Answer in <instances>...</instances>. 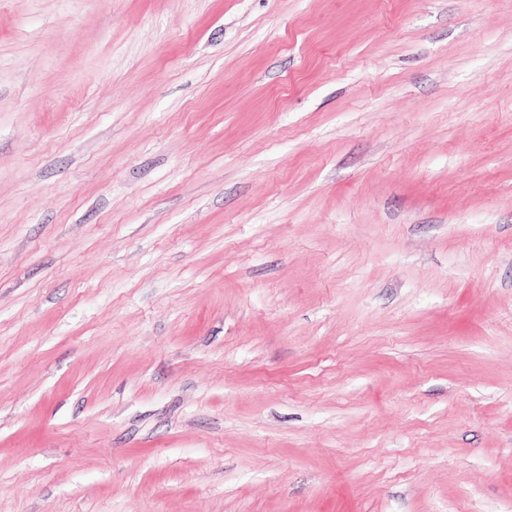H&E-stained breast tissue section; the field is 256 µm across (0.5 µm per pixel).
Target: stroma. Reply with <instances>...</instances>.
Wrapping results in <instances>:
<instances>
[{
    "instance_id": "stroma-1",
    "label": "stroma",
    "mask_w": 512,
    "mask_h": 512,
    "mask_svg": "<svg viewBox=\"0 0 512 512\" xmlns=\"http://www.w3.org/2000/svg\"><path fill=\"white\" fill-rule=\"evenodd\" d=\"M0 512H512V0H0Z\"/></svg>"
}]
</instances>
